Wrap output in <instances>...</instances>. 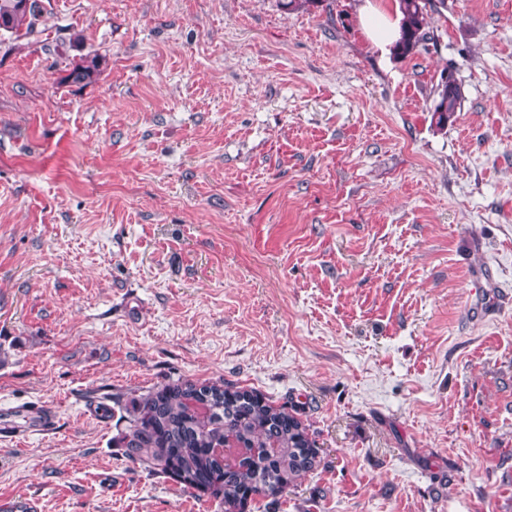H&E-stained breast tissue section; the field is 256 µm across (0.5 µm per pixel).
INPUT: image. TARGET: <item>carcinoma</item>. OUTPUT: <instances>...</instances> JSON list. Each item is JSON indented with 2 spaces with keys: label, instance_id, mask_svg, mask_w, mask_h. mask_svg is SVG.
<instances>
[{
  "label": "carcinoma",
  "instance_id": "1",
  "mask_svg": "<svg viewBox=\"0 0 512 512\" xmlns=\"http://www.w3.org/2000/svg\"><path fill=\"white\" fill-rule=\"evenodd\" d=\"M445 0H398L402 15L396 55L427 50L432 40L430 11ZM42 17L39 0H0V31L21 36L33 32ZM101 73V60L87 54L72 63L67 79L91 83ZM455 79L443 76L432 88V121L444 130L461 105ZM129 457L143 455L191 489L220 499L224 512H246L257 497L276 498L300 474L317 463L309 428L284 407L253 390L217 383L176 381L126 407ZM228 445L233 452L219 458L210 449Z\"/></svg>",
  "mask_w": 512,
  "mask_h": 512
}]
</instances>
